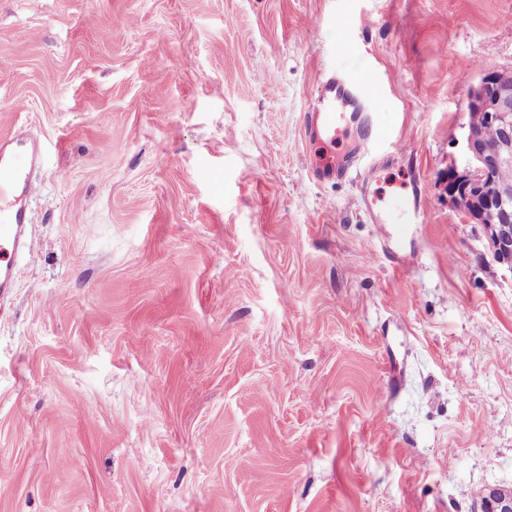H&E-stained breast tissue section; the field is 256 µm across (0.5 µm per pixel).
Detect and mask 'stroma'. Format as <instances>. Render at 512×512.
<instances>
[{
  "instance_id": "35a3bbf8",
  "label": "stroma",
  "mask_w": 512,
  "mask_h": 512,
  "mask_svg": "<svg viewBox=\"0 0 512 512\" xmlns=\"http://www.w3.org/2000/svg\"><path fill=\"white\" fill-rule=\"evenodd\" d=\"M483 68L512 69V0H0V134L47 151L0 317V512L512 488V271L444 190ZM332 72L376 114L374 186L422 188L402 255L367 161L310 177ZM363 191L367 197L371 196L369 206L373 210L374 224H396L395 219L398 211L409 213L417 223L422 222L423 208L417 185H412V197L410 199L405 196L385 207L378 205L382 201V194H379L376 190L371 191L368 181L363 183ZM374 206L377 208H374Z\"/></svg>"
}]
</instances>
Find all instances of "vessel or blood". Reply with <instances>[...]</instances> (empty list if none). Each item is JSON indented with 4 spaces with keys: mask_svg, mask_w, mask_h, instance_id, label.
<instances>
[{
    "mask_svg": "<svg viewBox=\"0 0 512 512\" xmlns=\"http://www.w3.org/2000/svg\"><path fill=\"white\" fill-rule=\"evenodd\" d=\"M372 123L373 115L366 111L359 88L336 76L318 84L304 125L306 143L320 151L311 167L315 183L345 178L359 160L372 154ZM44 159V145L26 129L0 140V306L11 299L16 254L23 252L31 258L37 254L26 203L38 192L41 181L37 173ZM380 200L379 193H372L370 203L378 224L394 223L400 212L409 213L417 222L423 217L419 195L401 198L385 207Z\"/></svg>",
    "mask_w": 512,
    "mask_h": 512,
    "instance_id": "1",
    "label": "vessel or blood"
}]
</instances>
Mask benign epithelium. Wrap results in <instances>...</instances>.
I'll use <instances>...</instances> for the list:
<instances>
[{
  "label": "benign epithelium",
  "instance_id": "benign-epithelium-1",
  "mask_svg": "<svg viewBox=\"0 0 512 512\" xmlns=\"http://www.w3.org/2000/svg\"><path fill=\"white\" fill-rule=\"evenodd\" d=\"M465 107L484 113L499 138L488 143L467 127L464 161L448 169V200L471 224L484 229L493 260L512 272V189L499 184L495 174L512 164V69L481 70L465 97ZM481 512H512V492L487 490Z\"/></svg>",
  "mask_w": 512,
  "mask_h": 512
}]
</instances>
